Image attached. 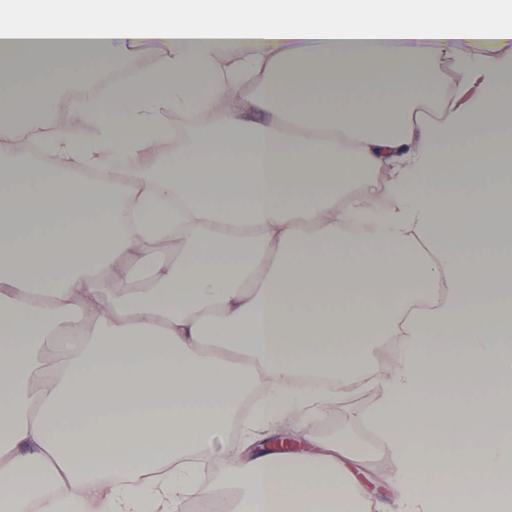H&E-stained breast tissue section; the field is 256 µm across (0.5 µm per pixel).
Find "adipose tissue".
<instances>
[{"mask_svg":"<svg viewBox=\"0 0 512 512\" xmlns=\"http://www.w3.org/2000/svg\"><path fill=\"white\" fill-rule=\"evenodd\" d=\"M471 41L495 51L456 55ZM452 72L484 96L456 106ZM69 85L97 139L55 121ZM336 95L347 109L324 108ZM223 97L234 110L169 158L182 109ZM18 108L44 120L0 122V512H183L246 390L267 393L230 433L244 448L335 400L300 377L366 369L400 512H444L442 484L460 512L507 487L481 512H512V0H0V112ZM30 141L53 166L18 158ZM113 149L135 179L88 196L74 174L110 185ZM317 445L225 460L238 512H371L348 440Z\"/></svg>","mask_w":512,"mask_h":512,"instance_id":"1","label":"adipose tissue"}]
</instances>
